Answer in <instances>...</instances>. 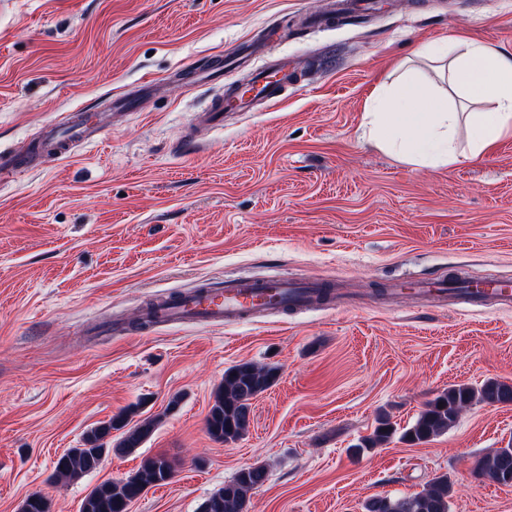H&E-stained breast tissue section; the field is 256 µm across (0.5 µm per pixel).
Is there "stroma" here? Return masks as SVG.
Masks as SVG:
<instances>
[{
    "label": "stroma",
    "mask_w": 512,
    "mask_h": 512,
    "mask_svg": "<svg viewBox=\"0 0 512 512\" xmlns=\"http://www.w3.org/2000/svg\"><path fill=\"white\" fill-rule=\"evenodd\" d=\"M329 0H0V156L76 106L133 111L52 165L0 176V512L41 494L80 512L89 492L165 456L168 484L129 512H204L242 467L269 477L248 512H365L376 495L451 482L450 512H512V485L478 477L512 446V404L476 403L448 432L361 454L380 415L409 427L454 385L512 383V308L472 313L412 296L402 280L512 279V138L437 170L404 164L364 134L376 90L403 62L425 83L424 45L454 37L512 52V0H378L351 23ZM248 66L194 85L193 69L240 43ZM285 60L274 109L257 103L188 142L226 85ZM162 81L142 91L144 80ZM323 282L349 308L263 323L144 328L149 301L227 277ZM275 366L239 440L206 417L227 368ZM158 424L141 448L76 480L57 458L129 406Z\"/></svg>",
    "instance_id": "35a3bbf8"
}]
</instances>
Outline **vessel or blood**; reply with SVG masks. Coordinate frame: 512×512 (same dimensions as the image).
<instances>
[{"label": "vessel or blood", "mask_w": 512, "mask_h": 512, "mask_svg": "<svg viewBox=\"0 0 512 512\" xmlns=\"http://www.w3.org/2000/svg\"><path fill=\"white\" fill-rule=\"evenodd\" d=\"M290 79L287 66L274 70L254 71L250 88L268 106L280 104L281 90ZM127 97L112 100V109L95 115L77 113L73 122L63 128L47 126L34 148L40 159H60L69 153L70 145L88 138L111 125L114 112L132 107ZM397 293H408L428 302L444 303L452 309H494L512 307V283L497 280L461 278L458 282H401ZM334 291L319 282H296L280 277H233L218 284L203 283L171 295L159 303L162 322L173 325L230 326L257 321L270 312L312 309L322 301L333 300Z\"/></svg>", "instance_id": "b4317fda"}]
</instances>
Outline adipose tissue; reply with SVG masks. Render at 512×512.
<instances>
[{
  "mask_svg": "<svg viewBox=\"0 0 512 512\" xmlns=\"http://www.w3.org/2000/svg\"><path fill=\"white\" fill-rule=\"evenodd\" d=\"M421 58L480 109L460 113L447 96L425 90L413 68L403 67L392 87L379 88L365 114L368 137L400 162L439 169L475 159L512 136V53L468 39L427 45ZM467 140L458 142V125Z\"/></svg>",
  "mask_w": 512,
  "mask_h": 512,
  "instance_id": "1",
  "label": "adipose tissue"
}]
</instances>
